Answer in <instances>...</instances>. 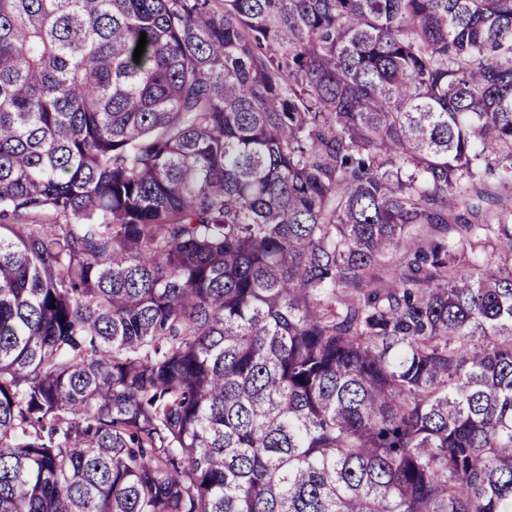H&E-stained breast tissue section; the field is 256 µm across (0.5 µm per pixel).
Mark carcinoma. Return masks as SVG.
<instances>
[{
	"label": "carcinoma",
	"instance_id": "cac0c4a2",
	"mask_svg": "<svg viewBox=\"0 0 512 512\" xmlns=\"http://www.w3.org/2000/svg\"><path fill=\"white\" fill-rule=\"evenodd\" d=\"M0 512H512V0H0Z\"/></svg>",
	"mask_w": 512,
	"mask_h": 512
}]
</instances>
